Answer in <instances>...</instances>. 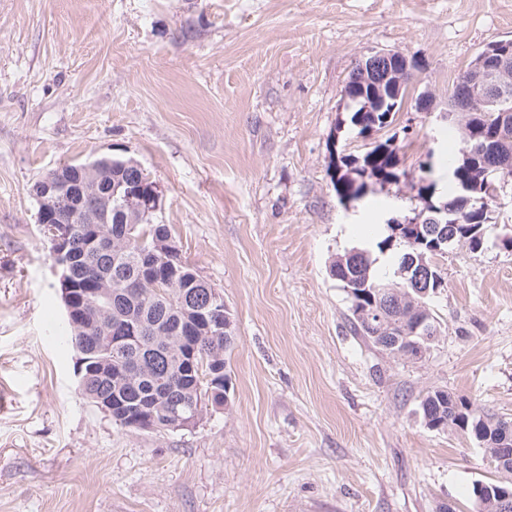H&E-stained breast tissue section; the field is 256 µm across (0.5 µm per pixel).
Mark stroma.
<instances>
[{
  "label": "stroma",
  "instance_id": "stroma-1",
  "mask_svg": "<svg viewBox=\"0 0 512 512\" xmlns=\"http://www.w3.org/2000/svg\"><path fill=\"white\" fill-rule=\"evenodd\" d=\"M512 0H0V512H477L493 479L457 429L426 427L445 390L512 418V177L483 250L435 264L438 335L413 361L353 329L330 268L373 249L384 218L448 180L437 113ZM400 51L408 93L380 139L401 176L340 205L331 155L372 143L343 89ZM431 113L417 111L421 94ZM131 159L160 190L152 223L224 296L230 401L195 428L137 432L83 395L78 353L31 189L67 163Z\"/></svg>",
  "mask_w": 512,
  "mask_h": 512
}]
</instances>
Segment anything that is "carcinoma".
Masks as SVG:
<instances>
[{"mask_svg": "<svg viewBox=\"0 0 512 512\" xmlns=\"http://www.w3.org/2000/svg\"><path fill=\"white\" fill-rule=\"evenodd\" d=\"M345 88L358 96L353 101L354 111L350 122L361 134L370 125L382 122L384 112H364L361 97L363 89L349 78ZM468 95L465 77L460 75L453 84L450 94L449 109H458L462 99ZM459 129L463 147L461 157L450 164L452 176L448 177L446 198H438L433 207L448 208L447 219L433 223L432 234L426 237V243L419 242V236H411L417 224H426L436 214L419 212L414 216H405L396 225H388L390 234L376 243L379 253H395L396 271H401L409 255L421 254L436 241L449 235H456L455 242L463 243L469 250L476 251L472 239L462 238L459 230L467 227L477 232H485L491 223V206L494 199L482 191V186H473L468 199L461 197V183H470L477 177L489 174L493 180L503 174L507 168L512 169V83L503 88L493 111L480 114L459 113V120L448 125V130ZM399 157L397 148L387 139L376 143L363 157L362 164L351 167L346 162L332 163L333 183L340 204L362 197L365 186L363 178H376L383 183L393 182L399 178ZM129 189L138 190L141 195L151 197L155 190L153 181L146 171L137 172L129 161L114 158L107 166L104 183L100 192L112 198V206L118 200L113 195H122ZM100 248L88 254L77 249L71 265V282L76 294L84 295L91 288L105 283L108 291L126 296L132 303L126 311L143 316L140 332L138 354L142 362L134 375L129 374L126 356H121L108 346H99L97 335L88 332L79 325L68 326L67 340L73 348L84 351L85 364L82 367V392L95 406L100 399L114 393L127 391L138 392L145 397L159 399V416L157 430L171 429L168 413L171 409H180L191 405V392L188 386L196 380L212 374L213 364H225L224 352L232 341L222 336L202 339L198 358L195 360L192 374H183L184 360L179 358L182 352L180 336L181 327L173 314L180 309L181 294L173 292L169 296H158L154 285H163L143 277L139 261L141 252L139 240H152L171 234L166 224H128L117 219V212L109 214L107 222L96 225ZM346 270L336 275L351 299L352 314L359 308L370 311L382 309L385 294H398L403 305L391 318L393 333L408 335L413 329L415 318L422 315L416 306L428 307V298L421 297L412 288H402L403 278L385 281L375 275V259L370 253L351 251L345 254ZM179 287L190 290H204L209 283L202 279L188 265L180 266ZM431 402L432 419L435 429L448 428V392L437 390L425 397Z\"/></svg>", "mask_w": 512, "mask_h": 512, "instance_id": "cac0c4a2", "label": "carcinoma"}]
</instances>
